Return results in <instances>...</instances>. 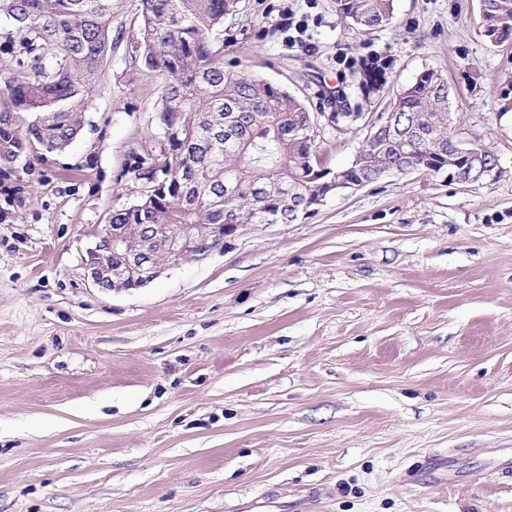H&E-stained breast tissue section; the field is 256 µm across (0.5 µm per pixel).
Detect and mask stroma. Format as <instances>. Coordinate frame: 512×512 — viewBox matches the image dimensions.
Masks as SVG:
<instances>
[{
	"label": "stroma",
	"mask_w": 512,
	"mask_h": 512,
	"mask_svg": "<svg viewBox=\"0 0 512 512\" xmlns=\"http://www.w3.org/2000/svg\"><path fill=\"white\" fill-rule=\"evenodd\" d=\"M138 4L113 0L77 139L0 169V512H512V46L478 0L367 33L336 0H239L226 67L358 113L322 127L327 166L434 70L499 169L388 174L103 292L91 235L163 146Z\"/></svg>",
	"instance_id": "obj_1"
}]
</instances>
